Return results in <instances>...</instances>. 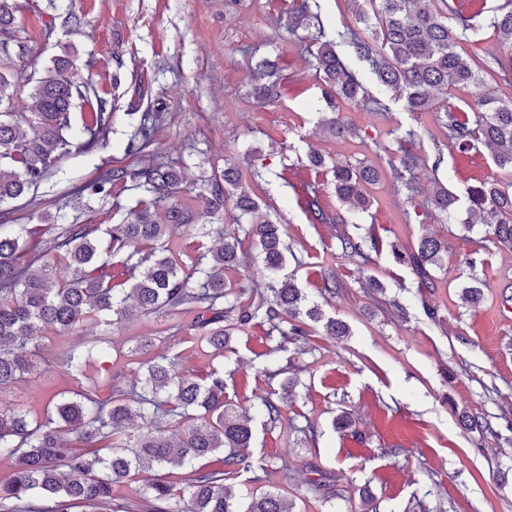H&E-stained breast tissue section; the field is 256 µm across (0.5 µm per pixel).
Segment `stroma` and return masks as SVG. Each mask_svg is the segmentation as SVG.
Segmentation results:
<instances>
[{"label":"stroma","instance_id":"stroma-1","mask_svg":"<svg viewBox=\"0 0 512 512\" xmlns=\"http://www.w3.org/2000/svg\"><path fill=\"white\" fill-rule=\"evenodd\" d=\"M15 26L26 38V52L14 63L26 72L43 71L58 56L74 54L90 63L95 88L112 114L104 144L74 152L56 163L46 181L16 200L0 203V224H116L144 198L125 184L112 195H76L81 183L112 168H138L148 155L125 150L143 113L158 115L148 154L177 160L183 171L182 201L200 205L203 181L225 164L242 172V184L258 197L261 210L284 228L287 245L283 275L294 278L306 303L325 317L345 322L349 335H326L322 324L309 327L306 351L278 348L265 326L234 332L223 357L210 349L185 353L177 373L224 372L226 394L237 410H250L256 394L280 390L294 380L293 395L277 425L263 417L252 421L253 456L290 454L293 462H315L335 475L339 497L322 500L305 491L301 474L277 473L273 487L295 504V512H348L359 505L360 489L374 497L379 512H512V432L499 437L463 430V412L501 416L512 412V251L499 248L482 225L464 230L460 223L427 215L412 221L421 201L408 200L401 183L383 176L371 187L373 204L353 216L349 233L374 234L379 252L374 264L359 268L341 253L333 224L316 223L305 207L303 191L316 187L322 207L342 210L331 163H386L396 151L398 131L415 129L412 152L424 161L417 173L429 186L435 157H442L439 178L461 192L479 181H512L497 169L487 148L466 153L447 147L439 109L466 108L474 88L449 90L433 112H409L378 87L351 48L340 52L369 94L345 112L358 130L355 138L336 139L321 128L326 113L315 60L305 42L287 29L292 0H11ZM502 0H460L464 13L476 15L479 31L460 35L456 50L476 60L506 59L487 22ZM318 25L325 34L348 27L368 37L358 18L369 0H319ZM276 60L281 76L275 102L250 95L255 63ZM318 152L325 167L309 165ZM448 244L434 285L420 287L412 270L397 263L393 246L408 247L423 235ZM475 268H468L467 258ZM343 281L342 295L324 294L328 273ZM481 281L479 306L464 302L461 288L470 276ZM375 278L385 298L397 297L408 315L389 314L364 291L363 277ZM437 311L429 320L425 307ZM177 319L132 316L112 331L105 358L93 361L89 377L98 379L100 397L111 382L131 387L142 376V362L173 355L169 342ZM64 333L52 334L41 347L45 371L25 376L5 393L30 416H44L50 402L70 396L76 385L54 362ZM350 413L353 427L335 429L333 421ZM313 424L317 444H308L299 426Z\"/></svg>","mask_w":512,"mask_h":512}]
</instances>
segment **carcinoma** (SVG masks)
Instances as JSON below:
<instances>
[{"instance_id":"cac0c4a2","label":"carcinoma","mask_w":512,"mask_h":512,"mask_svg":"<svg viewBox=\"0 0 512 512\" xmlns=\"http://www.w3.org/2000/svg\"><path fill=\"white\" fill-rule=\"evenodd\" d=\"M379 29L364 39L350 33L356 57L368 63L377 85L409 112L433 109L438 93L451 88H479L485 77H499L512 88L507 75L467 59L455 51L457 32L474 28L471 18L459 13L451 0H370ZM457 28L448 26V15ZM317 18L309 0H293L288 11V31H307ZM490 28L498 40L512 47V0L497 7ZM0 41L8 50L0 51V202L16 199L37 186L51 173L56 162L72 151H87L103 145V136L112 119L105 102L97 95L91 79L82 75L76 61L57 58L43 74L16 70L11 47L23 48L14 25L13 7L0 0ZM337 42L318 43L316 70L322 85V101L331 117L324 130L338 139L356 135L342 116V109L368 91L336 51ZM251 95L261 103L278 94L277 68L264 59L255 66ZM35 100L36 111L19 112L15 103L22 95ZM96 104L81 114L86 139L74 142L72 109L77 103ZM477 118H461L452 109L443 112L450 146L461 152L481 145L493 148V162L501 170H512V96L501 98L481 93L472 107ZM154 116H142L138 140L129 150L144 152L152 143ZM414 129L398 138V159L388 166L403 184L407 197L415 198L421 186L415 176L418 159L410 145ZM382 177L376 166L358 161L337 166L333 185L347 212L368 210L367 188ZM132 183L150 195L117 224H13L0 230V393L24 375L41 370L40 342L49 332L81 334L79 341L58 349L56 359L80 383L73 396L54 403L44 420H32L15 405L0 398V456L12 460L13 471L0 481V505L13 512H73L78 506H106L110 512H294L290 499L274 492H248L246 508L235 507L236 493L229 481L250 474L249 482L259 488L271 476L287 470L281 457L253 458L248 453L253 431L250 419L236 414L226 396L224 373L213 369L204 377L191 374L175 377L170 368L179 355L146 362V372L132 392L115 390L112 398L98 397L99 382L87 377L96 355L112 344L111 328L131 315L161 317L195 313L186 326L195 331V340L212 349L216 358L232 331L260 321L267 324L268 336L277 335L282 349L287 343H306L307 324L321 321L319 309L300 310L302 290L290 277H279L285 264L283 227L261 213L252 195L241 189L238 168L224 165V171L203 184L205 207L196 211L179 196L181 166L172 160L152 159L136 168H114L100 178L76 188L106 198L112 183ZM426 206L439 219L455 216L458 194L438 178H433ZM468 217L464 225L482 224L492 242L512 249V183L496 179L480 181L465 190ZM261 248L269 280L253 289L249 302L241 301L242 289L224 282V270L242 263L238 236L219 225L213 234L219 245L183 267L164 237L173 224L206 228L203 221L224 213L227 202ZM306 208L322 223L346 224L348 218L323 211L317 191L307 193ZM51 234L43 258L29 243L35 235ZM344 255L359 259L360 266L372 262L378 250L371 236L343 235ZM149 243L151 250L140 253L138 245ZM445 244L434 236H423L405 249L392 247L395 260L411 268L424 288L433 286L432 269L441 266ZM120 259L129 273L127 288L112 287V259ZM32 349H26L27 345ZM288 392L256 395V411L276 424L282 418ZM140 420L144 431L133 435L129 425ZM465 429L482 435L493 434L492 424L479 414L461 415ZM83 444L75 448L68 435ZM107 443V453L96 446ZM221 453L222 466L206 463ZM169 464L189 466L180 475L166 471ZM312 474L307 488L317 494L330 489L332 476L312 462L302 463ZM154 472L143 492L135 499L119 498L116 488L145 472Z\"/></svg>"}]
</instances>
